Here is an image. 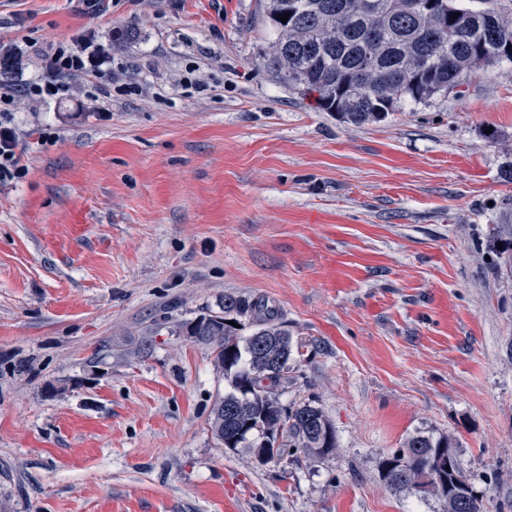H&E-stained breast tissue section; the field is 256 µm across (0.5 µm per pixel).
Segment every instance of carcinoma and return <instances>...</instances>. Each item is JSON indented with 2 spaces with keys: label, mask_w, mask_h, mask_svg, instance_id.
<instances>
[{
  "label": "carcinoma",
  "mask_w": 512,
  "mask_h": 512,
  "mask_svg": "<svg viewBox=\"0 0 512 512\" xmlns=\"http://www.w3.org/2000/svg\"><path fill=\"white\" fill-rule=\"evenodd\" d=\"M363 2L264 5L275 35L269 67L290 89L317 94L322 110L347 123L379 122L407 104L447 94L481 67L512 64V15L472 9L462 0H436L430 12L411 9V0H374L366 12ZM284 13L285 23L278 19ZM491 253L495 265L511 266L512 232L499 234ZM246 323L254 331L241 336L238 327ZM179 328L212 346L214 365L229 381L210 419L224 448L252 456L250 440L265 438L285 456L294 449L320 458L335 450L334 428L314 401L291 407L280 402L294 345L276 340L288 329L265 299L228 293L221 314L202 315ZM380 478L396 490L440 498L446 512H481L478 492L461 487L466 475L446 436H411L381 462Z\"/></svg>",
  "instance_id": "obj_1"
}]
</instances>
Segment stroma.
Segmentation results:
<instances>
[{"mask_svg":"<svg viewBox=\"0 0 512 512\" xmlns=\"http://www.w3.org/2000/svg\"><path fill=\"white\" fill-rule=\"evenodd\" d=\"M263 0H0V48L41 72L92 28L109 91L21 104L26 175L0 187V512H445L384 457L448 436L482 512H512V73L364 126L268 66ZM49 128L53 144L37 146ZM301 347L280 401L336 450L257 464L218 445L228 391L180 323L225 294Z\"/></svg>","mask_w":512,"mask_h":512,"instance_id":"stroma-1","label":"stroma"}]
</instances>
